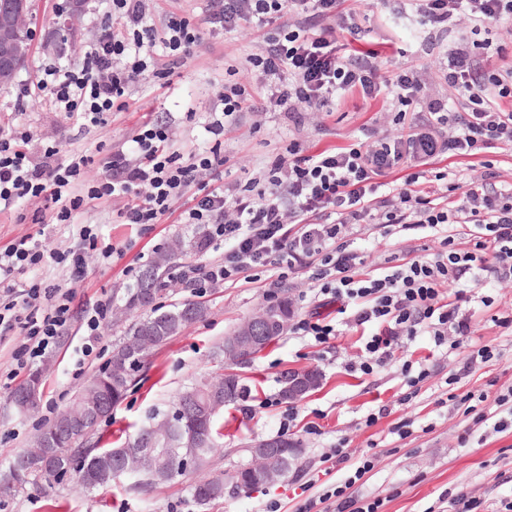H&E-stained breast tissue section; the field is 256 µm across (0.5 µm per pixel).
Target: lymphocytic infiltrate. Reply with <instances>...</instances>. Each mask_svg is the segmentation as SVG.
Masks as SVG:
<instances>
[{
    "label": "lymphocytic infiltrate",
    "mask_w": 512,
    "mask_h": 512,
    "mask_svg": "<svg viewBox=\"0 0 512 512\" xmlns=\"http://www.w3.org/2000/svg\"><path fill=\"white\" fill-rule=\"evenodd\" d=\"M111 2L80 64L67 71L45 66L22 97L47 92L83 129L101 128L112 113L129 108L136 83L165 77L168 67L189 56L200 45L202 30L231 33L251 25L264 29L265 48L247 55L245 66L259 74L270 111L326 112L344 93L357 90L368 99L387 93L397 108L396 122L420 105L426 116L405 137H377L334 152L290 146L267 174L242 185L224 183L228 159L220 146L182 154L159 120L142 124L129 149L109 153L103 176L93 182L84 177L92 156L62 160L49 145L41 161H34L24 149L31 135L18 128L0 135L1 207L38 199L56 223L67 224L75 212L112 200L120 202L124 224L147 229L174 214L179 223L203 225L206 243L221 246L222 255L184 263L176 274L197 296L250 280L261 268L280 281L310 271L319 295L350 308L355 325L380 326L364 344V359L349 363L352 371L372 374L393 360L404 339L420 334L432 336L439 347L463 344L471 334L468 318L460 314L467 295L461 289L448 294L447 288L466 277L479 282L484 272L512 281V188L492 185L489 170L483 179L466 183L457 200L436 203L420 189L419 173L386 190L379 179L408 161L424 165L444 155L469 158L483 148H511L512 111L504 104L512 102V71L484 68L475 46L449 51L444 78L466 100L456 111L448 100L428 98L419 72L403 69L385 76L374 63L356 64L342 55L337 31L355 37L361 26L353 13L341 10L340 0H207L202 24L171 15L160 30L147 23V0ZM414 2L423 25L433 29L447 28L462 16L488 24L512 21V0ZM161 49L168 58L164 68L157 61ZM179 200L184 207L178 211ZM363 224L379 225L388 235L465 224L472 228L471 243L464 247L449 236L436 253L402 258L386 272L370 275L351 241ZM78 239L60 251L23 235L0 252V334L20 327L28 336L13 356L17 369L54 351L74 328L83 334L79 371L102 356L99 334L111 302L99 300L75 311L74 287L86 277V254L107 259L113 247L90 224L81 225ZM45 266L65 269L68 287L16 288L18 271ZM333 460L353 470L332 492L339 512H378L379 502L362 503L349 492L371 470V457L354 456L340 443Z\"/></svg>",
    "instance_id": "f902f5d3"
}]
</instances>
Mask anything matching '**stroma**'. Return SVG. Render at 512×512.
<instances>
[{"label": "stroma", "mask_w": 512, "mask_h": 512, "mask_svg": "<svg viewBox=\"0 0 512 512\" xmlns=\"http://www.w3.org/2000/svg\"><path fill=\"white\" fill-rule=\"evenodd\" d=\"M61 2L36 0L37 19L30 25L27 62L11 84L0 86V134L10 133L19 124L30 129L28 149L33 159H41L48 145L56 146L63 159L109 154L130 140L136 127L158 117L169 121L175 145L183 152L221 143L229 159L224 180L233 183L258 176L293 142L312 153L367 141L374 132L393 138L411 131L409 124L393 123L390 101L383 96L365 99L349 93L332 111L299 124L285 113L264 111L263 96L257 91L260 80L243 69L246 55L260 52L264 45L262 32L251 27L228 35L204 34L196 52L173 69L170 88H156L151 80H143L134 87L127 111L112 114L102 128L82 130L48 97L17 98L20 89L34 81L42 63L52 61L63 70L80 64L87 45L97 37V18L110 8V0H87L74 22L73 41L63 46L55 33ZM342 6L359 14L362 38L354 42L342 33L339 42L351 43L359 51L379 50L381 68L388 74L404 68L426 71L432 92L448 95L439 60L449 49L474 40L472 23L459 22L438 31L422 26L412 12L406 18H394L387 0H343ZM232 69L256 91L251 111L230 119L218 141L205 131L204 122L218 103L217 87ZM485 160L494 162L499 185L512 184V150L491 148L467 159H436L427 169L447 171L449 182L461 183L479 173ZM117 210V204L103 205L77 214L71 224L55 223L51 211L38 201L26 203L19 213L0 212V248L19 235L37 233L46 244L63 250L75 244L81 224L97 225L102 236L112 242L115 252L110 262L88 254V277L76 287L77 305L98 299L112 301L114 310L100 334L107 355L127 324L119 312L121 298L154 257L155 247L166 246L176 237L189 240L195 235L193 226L170 221L148 230L122 224ZM354 245L363 252L370 271L384 267L392 256H424L439 247L437 238L427 232L385 236L367 224L362 225ZM270 281L269 273L263 272L255 282H229L208 293L203 299L206 315L152 351L143 382L132 388L101 424V446H120L154 413L170 411L174 395L184 386L217 371L218 365L211 359L214 346L266 303ZM469 284L466 278L460 282L461 288L470 291V300L461 312L468 318L472 334L460 348H438L431 337L419 336L404 342L396 360L376 368L372 375L347 370V362L361 352L364 332H376L377 327H356L347 315L338 313L335 302L327 300L319 312L338 331L330 343L319 345L287 331L250 365L237 368L246 392L242 401L226 405L218 416L224 455L216 460L213 473H232L248 460L250 445L277 436L282 415L290 406L297 413L292 436L299 439L304 453L280 483L250 492L225 490L223 499L204 512H264L272 502L279 504L280 512H298L309 499L318 501L321 512H332L334 503L329 496L350 471L326 468L324 459L342 440L352 452L372 456V469L353 490L358 498L381 500L380 512H458L454 497L461 491L478 501L477 512H512V427L498 432L492 424H474L466 401L473 393L492 397L512 386V327L498 323L499 318L512 315V283L498 282L487 274L480 288L470 289ZM78 343V336H65L59 348L38 364L43 372L41 399L52 402L59 411L72 404L84 381L71 360ZM483 345L492 348L493 358L469 364L471 351ZM406 361L414 369L427 370L428 376L416 396L405 403L401 396L407 387L401 367ZM305 370L320 373V386L295 404L282 401L284 373ZM9 396V389L0 388V472L17 452L30 448L45 414L41 408L30 414L18 413ZM265 399L270 402L266 408L261 405ZM382 407L388 408V415L366 426L367 415ZM404 421L409 422L411 434L402 439L393 429ZM311 422L319 425L320 434H307ZM196 478L191 471L146 494L132 491L128 477L92 492L67 480L47 494L27 489L2 498L0 512H203L190 491Z\"/></svg>", "instance_id": "35a3bbf8"}]
</instances>
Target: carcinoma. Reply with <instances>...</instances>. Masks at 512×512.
<instances>
[{
	"label": "carcinoma",
	"mask_w": 512,
	"mask_h": 512,
	"mask_svg": "<svg viewBox=\"0 0 512 512\" xmlns=\"http://www.w3.org/2000/svg\"><path fill=\"white\" fill-rule=\"evenodd\" d=\"M199 247L201 241L198 239L189 242L177 239L157 253L141 271L136 283L123 296L124 306L130 310L131 315L124 336L112 346V355L107 364L79 388V392L86 393V397L95 396L106 406L101 416L92 417L78 429L64 432L57 444L60 453L73 464L71 473L76 476L77 484L85 490L110 485L121 467L119 454L126 449L142 447L143 440L150 435L149 426L145 425L120 448H100L92 443L101 422L124 400L128 390L138 382L141 373L147 368L145 363L129 359L130 347L151 334L156 336V346H162L205 315L206 307L194 300L187 299L166 311L155 305L157 296L168 287L169 271L176 261L188 249ZM293 306V301L285 293L268 305L269 317L279 320L291 315ZM257 335L265 337V340L247 356V363L280 337V333L271 331L267 322L257 327ZM225 377L226 374L220 373L180 390L174 396L172 413L165 415L178 428L180 437L190 434L197 437L194 465L199 470L210 468L215 456L223 449V443L219 442L221 433L215 427L217 413L210 411L212 402L209 387ZM156 447L167 449L166 457L163 458L169 470L167 480L185 475L180 462V449L171 447L170 437L156 436ZM21 456L20 452L15 454L6 472L0 477V493L10 496L28 486L34 489L52 488L63 479L60 468L48 466L29 469L23 466ZM191 490L196 504L205 508L224 498V476H213L206 482L199 481L192 485Z\"/></svg>",
	"instance_id": "obj_1"
}]
</instances>
